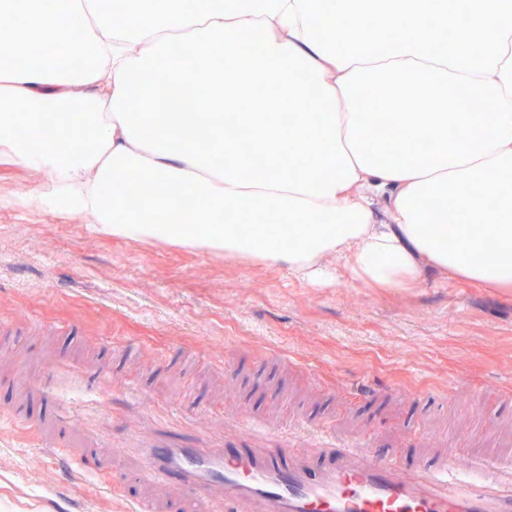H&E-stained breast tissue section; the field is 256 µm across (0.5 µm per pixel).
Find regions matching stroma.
Segmentation results:
<instances>
[{"label":"stroma","instance_id":"1","mask_svg":"<svg viewBox=\"0 0 512 512\" xmlns=\"http://www.w3.org/2000/svg\"><path fill=\"white\" fill-rule=\"evenodd\" d=\"M39 192L35 171L0 158V373L32 380L51 354L92 362L109 343L126 351L113 392L140 385L182 445L248 416L325 424L397 449L409 469L512 454V294L431 280L312 288L282 266L96 231ZM112 409L75 417L124 436L140 411L117 397ZM61 484L30 431L0 429V512H55Z\"/></svg>","mask_w":512,"mask_h":512}]
</instances>
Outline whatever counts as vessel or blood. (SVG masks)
Returning <instances> with one entry per match:
<instances>
[{
  "mask_svg": "<svg viewBox=\"0 0 512 512\" xmlns=\"http://www.w3.org/2000/svg\"><path fill=\"white\" fill-rule=\"evenodd\" d=\"M107 376L101 366L58 360L28 385L2 379L0 392L14 402L0 412V426L26 423L30 400L40 398L43 454L68 468L73 484L93 477L101 494L124 497L125 512H169L175 500L186 512H512L511 460L479 458L463 476L445 457L408 472L396 454L341 445L334 434L307 425L303 439L292 443L280 430L238 419L235 430L254 434L256 445L237 456L204 434L185 447L116 448L89 426L74 441L73 409L97 405ZM325 448L336 449L335 459L316 465ZM131 482L143 485L141 495L125 497Z\"/></svg>",
  "mask_w": 512,
  "mask_h": 512,
  "instance_id": "b4317fda",
  "label": "vessel or blood"
}]
</instances>
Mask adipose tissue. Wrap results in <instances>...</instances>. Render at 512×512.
Returning a JSON list of instances; mask_svg holds the SVG:
<instances>
[{"mask_svg":"<svg viewBox=\"0 0 512 512\" xmlns=\"http://www.w3.org/2000/svg\"><path fill=\"white\" fill-rule=\"evenodd\" d=\"M465 2L446 47L419 32L447 28L448 0H0V152L37 172L39 201L115 237L282 266L315 288L512 293V0ZM172 89L185 99L160 111ZM421 99L430 110L411 111ZM230 120L244 139L225 138ZM147 178L160 196L143 195ZM255 212L271 223H246ZM452 212L453 247L435 231Z\"/></svg>","mask_w":512,"mask_h":512,"instance_id":"ef3b65f1","label":"adipose tissue"}]
</instances>
